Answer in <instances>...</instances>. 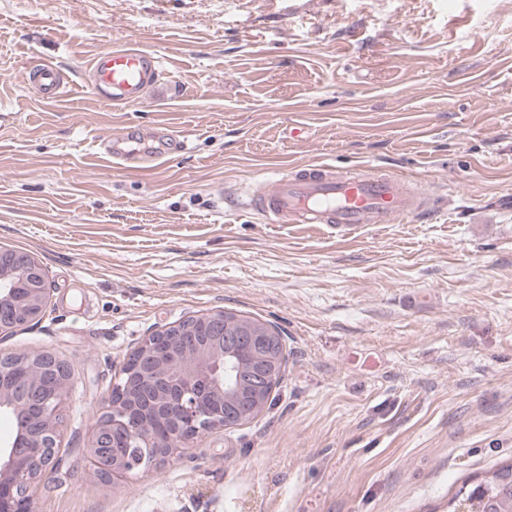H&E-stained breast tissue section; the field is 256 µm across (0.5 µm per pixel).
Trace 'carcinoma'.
Segmentation results:
<instances>
[{"label": "carcinoma", "instance_id": "carcinoma-1", "mask_svg": "<svg viewBox=\"0 0 512 512\" xmlns=\"http://www.w3.org/2000/svg\"><path fill=\"white\" fill-rule=\"evenodd\" d=\"M512 512V462L502 464L476 481L461 487L448 501V512Z\"/></svg>", "mask_w": 512, "mask_h": 512}]
</instances>
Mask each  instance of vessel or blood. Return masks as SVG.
<instances>
[{
	"instance_id": "b4317fda",
	"label": "vessel or blood",
	"mask_w": 512,
	"mask_h": 512,
	"mask_svg": "<svg viewBox=\"0 0 512 512\" xmlns=\"http://www.w3.org/2000/svg\"><path fill=\"white\" fill-rule=\"evenodd\" d=\"M159 71L157 57L138 49H110L93 60L91 87L115 104H130L144 97ZM32 87L46 99L59 97L63 77L52 62L45 61L29 74ZM139 132L124 129L110 141L108 154L124 160L139 156L144 162L164 157L166 137L157 148L139 153ZM429 197L413 187L411 179L369 168L356 172L336 170L328 164L310 165L279 176L271 185H258L248 192L249 206L273 224H323L352 231L364 224H390L428 214Z\"/></svg>"
}]
</instances>
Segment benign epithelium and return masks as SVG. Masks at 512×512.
<instances>
[{"label":"benign epithelium","instance_id":"7a95c632","mask_svg":"<svg viewBox=\"0 0 512 512\" xmlns=\"http://www.w3.org/2000/svg\"><path fill=\"white\" fill-rule=\"evenodd\" d=\"M46 271L31 254L0 246V335L36 320L48 299ZM275 326L241 323L224 328V311L194 315L145 337L124 361L125 376L111 394L90 440L98 474L123 475L145 462L143 443L164 438L169 449L203 430L233 428L260 415L265 403L242 394L227 359L257 348L268 359L250 368L260 390L283 377L286 358ZM71 368L54 353L0 350V411L11 414L17 432L0 454V512H34L36 480L60 448L57 411L71 380Z\"/></svg>","mask_w":512,"mask_h":512}]
</instances>
